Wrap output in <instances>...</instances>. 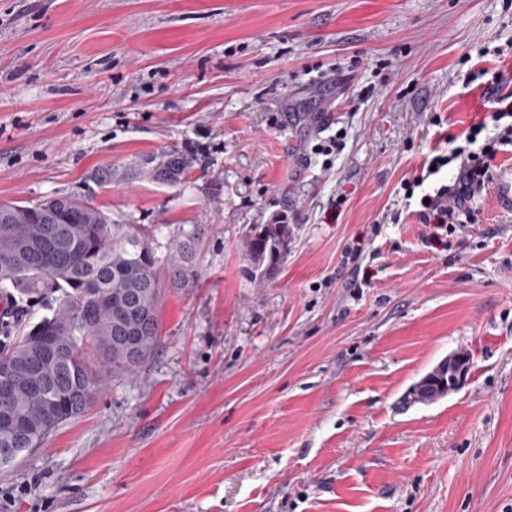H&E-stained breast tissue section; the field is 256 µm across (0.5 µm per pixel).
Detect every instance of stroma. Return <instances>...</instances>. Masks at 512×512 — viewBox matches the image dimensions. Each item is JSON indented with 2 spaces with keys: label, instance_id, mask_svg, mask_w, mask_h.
Masks as SVG:
<instances>
[{
  "label": "stroma",
  "instance_id": "35a3bbf8",
  "mask_svg": "<svg viewBox=\"0 0 512 512\" xmlns=\"http://www.w3.org/2000/svg\"><path fill=\"white\" fill-rule=\"evenodd\" d=\"M511 37L504 0H0V202L204 228L155 355L0 472L6 512H512V214L483 194L443 250L390 221L430 117H478L466 55ZM171 149L178 188L96 178ZM283 210L255 280L243 238ZM456 352L462 388L402 406ZM286 219L288 213L282 211L275 216L280 224H256L246 234L243 242L245 260L260 281L270 276L288 254L292 232L288 224L282 223Z\"/></svg>",
  "mask_w": 512,
  "mask_h": 512
}]
</instances>
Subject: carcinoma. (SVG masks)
I'll list each match as a JSON object with an SVG mask.
<instances>
[{
  "label": "carcinoma",
  "mask_w": 512,
  "mask_h": 512,
  "mask_svg": "<svg viewBox=\"0 0 512 512\" xmlns=\"http://www.w3.org/2000/svg\"><path fill=\"white\" fill-rule=\"evenodd\" d=\"M194 168L191 153L172 149L122 171L98 174L103 182L146 179L170 187L186 182ZM149 232L126 224L87 199L46 197L0 204V294L17 301H47L50 314L0 351V414L9 411L21 429L41 432L50 414L60 415V395L70 415L80 416L111 380L135 377L158 349L163 288H192L199 282L202 231L178 228L166 253L157 254ZM287 224H255L243 242L255 278L271 275L288 254ZM67 352L45 375L33 357L41 329ZM135 353H129L130 346ZM439 401L453 388L450 375L436 373L421 385Z\"/></svg>",
  "instance_id": "obj_1"
}]
</instances>
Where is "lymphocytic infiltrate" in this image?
I'll use <instances>...</instances> for the list:
<instances>
[{"mask_svg": "<svg viewBox=\"0 0 512 512\" xmlns=\"http://www.w3.org/2000/svg\"><path fill=\"white\" fill-rule=\"evenodd\" d=\"M495 67H476L466 77L468 91L478 92L485 103V115L459 134L446 135V152L426 158L403 190L413 197L416 188L431 183L425 190L415 215L425 230L421 242L433 247L442 244L444 235L465 230L475 223L479 213L477 200L492 179L495 161L505 147H512V68H505L512 59V39L491 51ZM455 167L451 179L444 180L440 171Z\"/></svg>", "mask_w": 512, "mask_h": 512, "instance_id": "1", "label": "lymphocytic infiltrate"}]
</instances>
